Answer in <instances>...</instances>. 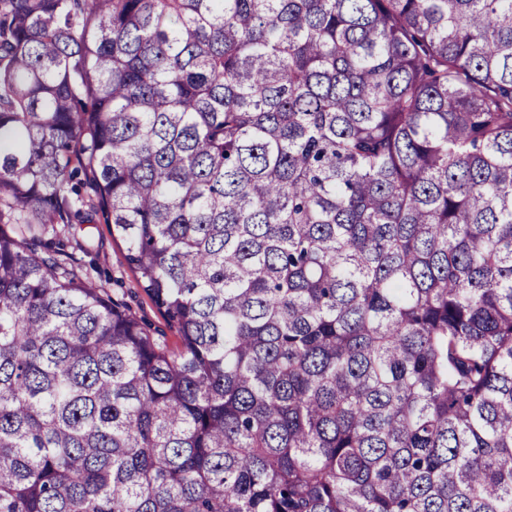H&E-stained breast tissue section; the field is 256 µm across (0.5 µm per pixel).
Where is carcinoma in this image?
Listing matches in <instances>:
<instances>
[{
    "mask_svg": "<svg viewBox=\"0 0 512 512\" xmlns=\"http://www.w3.org/2000/svg\"><path fill=\"white\" fill-rule=\"evenodd\" d=\"M0 512H512V0H0ZM88 231L93 235L95 250L86 255L75 243L81 242L83 235ZM52 242L38 245V252L56 254V251L63 250L65 254L60 258L64 261H69V258L75 259L83 268L96 264L98 273H93L96 285L105 288L112 297L122 300L131 307L152 332L165 331L167 343L171 348L178 346L176 334L166 327L162 316L141 287L137 275L128 268L122 241L112 237L107 224H83L82 230L79 224H74L69 228V235L61 237L60 241L56 239Z\"/></svg>",
    "mask_w": 512,
    "mask_h": 512,
    "instance_id": "cac0c4a2",
    "label": "carcinoma"
}]
</instances>
